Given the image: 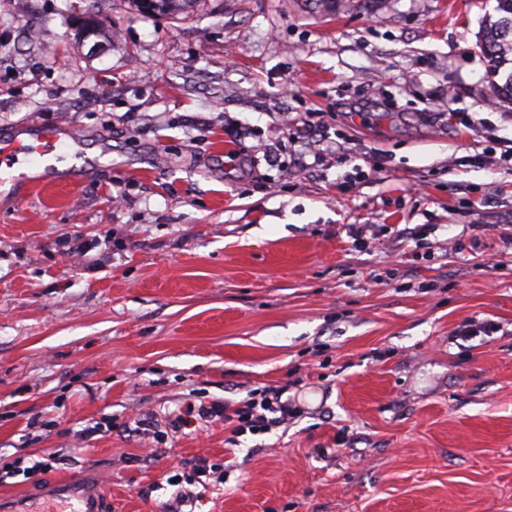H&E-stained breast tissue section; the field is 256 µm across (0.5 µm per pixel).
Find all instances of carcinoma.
Wrapping results in <instances>:
<instances>
[{
  "mask_svg": "<svg viewBox=\"0 0 512 512\" xmlns=\"http://www.w3.org/2000/svg\"><path fill=\"white\" fill-rule=\"evenodd\" d=\"M194 3L196 0H155L152 13L180 15ZM495 12L484 23L479 46L496 78L498 100L512 104V0H496Z\"/></svg>",
  "mask_w": 512,
  "mask_h": 512,
  "instance_id": "carcinoma-1",
  "label": "carcinoma"
}]
</instances>
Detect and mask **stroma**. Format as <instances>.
<instances>
[{"mask_svg":"<svg viewBox=\"0 0 512 512\" xmlns=\"http://www.w3.org/2000/svg\"><path fill=\"white\" fill-rule=\"evenodd\" d=\"M18 2L0 129L62 121L82 156L0 195V500L81 471L102 512H164L204 461L193 512H512L496 0ZM263 387L298 415L234 446L185 420ZM141 1L144 0H130L129 3L136 8V10L148 13L143 10ZM153 10L148 14H161V15H180L187 13L196 3V0H153Z\"/></svg>","mask_w":512,"mask_h":512,"instance_id":"stroma-1","label":"stroma"}]
</instances>
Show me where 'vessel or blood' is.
<instances>
[{"label":"vessel or blood","mask_w":512,"mask_h":512,"mask_svg":"<svg viewBox=\"0 0 512 512\" xmlns=\"http://www.w3.org/2000/svg\"><path fill=\"white\" fill-rule=\"evenodd\" d=\"M70 147V131L64 123L0 140V189L29 180L31 169L37 166L43 169L42 182H54L56 168L65 161ZM53 496L65 503L67 512H101L98 500L87 492L81 476L73 475L55 484Z\"/></svg>","instance_id":"1"}]
</instances>
